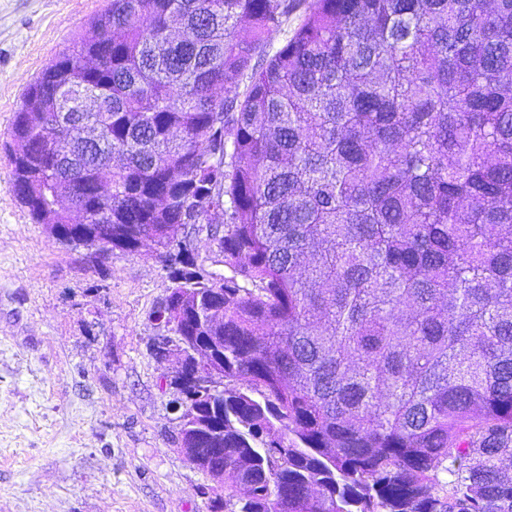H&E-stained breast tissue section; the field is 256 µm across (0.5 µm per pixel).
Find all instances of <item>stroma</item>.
I'll return each mask as SVG.
<instances>
[{
	"instance_id": "1",
	"label": "stroma",
	"mask_w": 512,
	"mask_h": 512,
	"mask_svg": "<svg viewBox=\"0 0 512 512\" xmlns=\"http://www.w3.org/2000/svg\"><path fill=\"white\" fill-rule=\"evenodd\" d=\"M109 0H0V512H214L147 345L170 282L35 224L12 188L26 91Z\"/></svg>"
}]
</instances>
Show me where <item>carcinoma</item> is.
<instances>
[{
	"mask_svg": "<svg viewBox=\"0 0 512 512\" xmlns=\"http://www.w3.org/2000/svg\"><path fill=\"white\" fill-rule=\"evenodd\" d=\"M11 136L32 220L95 202L221 355L170 384L227 512H512V0H110ZM215 223L219 278L171 245Z\"/></svg>",
	"mask_w": 512,
	"mask_h": 512,
	"instance_id": "cac0c4a2",
	"label": "carcinoma"
}]
</instances>
